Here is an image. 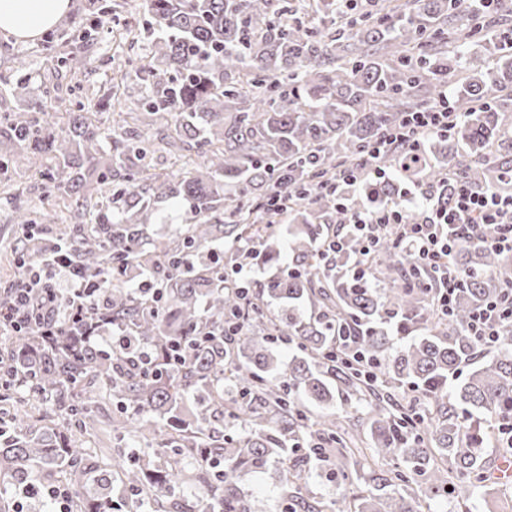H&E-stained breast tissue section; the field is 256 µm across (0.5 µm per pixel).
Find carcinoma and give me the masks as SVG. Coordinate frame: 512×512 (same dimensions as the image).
Listing matches in <instances>:
<instances>
[{
  "label": "carcinoma",
  "instance_id": "obj_1",
  "mask_svg": "<svg viewBox=\"0 0 512 512\" xmlns=\"http://www.w3.org/2000/svg\"><path fill=\"white\" fill-rule=\"evenodd\" d=\"M143 2L150 59L129 62L113 80L141 84L148 119L135 117L130 131L78 113L69 131H58L48 99L73 93L63 80L85 67L68 54L57 57L51 87L0 116V138L46 162L48 194L74 199L81 222L55 243L87 274L112 273L90 322L107 317L125 327L150 347L160 373L141 376L126 353L102 357L66 322L51 343L6 331L0 484L15 492L63 482L76 491L72 512H118L117 474L138 492L135 512H169L164 500L189 472L204 492L193 512H250L240 474L275 462L280 512H325L302 493L313 468L332 470L348 489L341 512H432L440 496L465 504L485 495L482 417L512 414V326L489 349L466 328L474 308L512 282V262L458 241L451 262L461 288L444 317L430 289L412 285L425 273L409 267L392 238L371 254L351 241L334 259L324 245L352 212L396 202L395 179L410 178L448 205L459 180L512 190V136L496 106L512 90V49L500 30L512 22V0H377L349 15L339 0ZM447 90L460 117L448 136L425 138L419 161L398 151L378 158L394 179L361 186L343 206L308 193L361 163L407 113ZM157 144L194 148L196 158L159 172ZM15 175L13 159L0 154V184ZM180 209L172 235L148 233ZM13 223L51 219L17 205ZM285 238L287 272L253 290L242 332L225 343L224 322L242 302L213 246L240 244L234 267L266 265L280 259ZM353 263L390 287L333 272ZM144 270L161 301L129 288ZM175 339L196 346L174 368ZM279 339L295 343L284 372L274 357ZM356 352L372 360L371 374L350 364ZM98 396L121 406L112 430L152 454L123 467L127 452L115 448L110 465L102 449L78 439ZM36 404L52 428L25 424L23 411ZM353 410L366 422L363 435ZM226 419L238 429L230 438L215 431ZM159 453L162 469L153 467Z\"/></svg>",
  "mask_w": 512,
  "mask_h": 512
}]
</instances>
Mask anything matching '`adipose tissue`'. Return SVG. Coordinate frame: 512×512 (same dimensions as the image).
<instances>
[{
  "instance_id": "1",
  "label": "adipose tissue",
  "mask_w": 512,
  "mask_h": 512,
  "mask_svg": "<svg viewBox=\"0 0 512 512\" xmlns=\"http://www.w3.org/2000/svg\"><path fill=\"white\" fill-rule=\"evenodd\" d=\"M69 10L70 0H0V31L29 41L57 26Z\"/></svg>"
}]
</instances>
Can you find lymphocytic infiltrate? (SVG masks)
Instances as JSON below:
<instances>
[{"label": "lymphocytic infiltrate", "instance_id": "1", "mask_svg": "<svg viewBox=\"0 0 512 512\" xmlns=\"http://www.w3.org/2000/svg\"><path fill=\"white\" fill-rule=\"evenodd\" d=\"M453 117V107L445 98L434 106L411 112L404 124L368 150L367 157L373 160L397 148L408 156H419L422 134L446 136ZM487 224L498 226L496 236L484 235L482 228ZM451 225L465 232L475 246L512 255V196L464 182L457 187L453 206L425 197L417 217L411 221L396 205L352 214L349 236H336L326 249L342 253L351 236L362 251L368 252L376 246L379 233L394 231L396 244L409 260L429 273L436 288V306L445 315L451 312L460 288V279L449 265L456 245L447 231ZM105 284V278L87 276L64 250L51 249L37 264L26 266L25 276L13 288L8 302L0 303V328H31L50 341L64 316L88 342L107 344L113 352L124 351L130 341L124 327L88 321L91 311L104 298ZM506 325H512V286L473 312L467 332L480 347L488 348Z\"/></svg>", "mask_w": 512, "mask_h": 512}]
</instances>
